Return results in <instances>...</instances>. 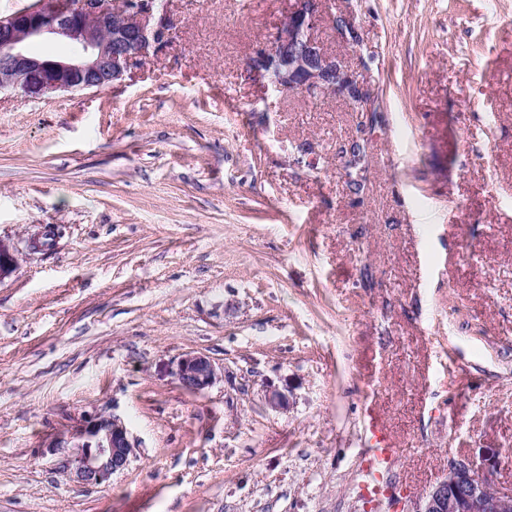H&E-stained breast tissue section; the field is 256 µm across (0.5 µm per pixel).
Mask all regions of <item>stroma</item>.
<instances>
[{
	"label": "stroma",
	"mask_w": 512,
	"mask_h": 512,
	"mask_svg": "<svg viewBox=\"0 0 512 512\" xmlns=\"http://www.w3.org/2000/svg\"><path fill=\"white\" fill-rule=\"evenodd\" d=\"M291 6L171 0L123 82L0 93V512H391L358 487L373 415L394 495L459 455L512 489V0H329L378 108L359 195L356 112L244 70ZM100 414L136 448L80 482L55 441ZM351 148L352 159L347 164V169H349L348 175L352 178V180L349 181V186L358 193L363 191L365 188V184L362 179L358 180L356 177L359 175V171H361L364 163L367 161V149L364 144L360 145L359 142H354L351 145ZM224 374L206 355L184 354L178 362L176 377L188 392L198 394L213 386Z\"/></svg>",
	"instance_id": "stroma-1"
}]
</instances>
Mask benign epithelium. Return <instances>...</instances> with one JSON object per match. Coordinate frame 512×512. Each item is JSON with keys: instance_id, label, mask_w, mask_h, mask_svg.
<instances>
[{"instance_id": "obj_1", "label": "benign epithelium", "mask_w": 512, "mask_h": 512, "mask_svg": "<svg viewBox=\"0 0 512 512\" xmlns=\"http://www.w3.org/2000/svg\"><path fill=\"white\" fill-rule=\"evenodd\" d=\"M327 0H294L287 16L246 60V72L279 93L314 92L339 97L370 118L376 107L349 67L329 54L316 36ZM338 34L351 46L360 43L353 19L334 17ZM178 23L169 0H44L0 18V91L36 85L43 92L100 90L121 82L135 66L173 43ZM54 39L70 43L67 57L33 56L27 45ZM18 255L0 241V281L17 268ZM176 377L198 394L221 377L206 355L187 353ZM70 449L77 479L100 483L126 468L136 447L125 422L116 415L96 416L58 443ZM401 512H512V491L494 488L485 468L461 457L448 460L446 474Z\"/></svg>"}]
</instances>
